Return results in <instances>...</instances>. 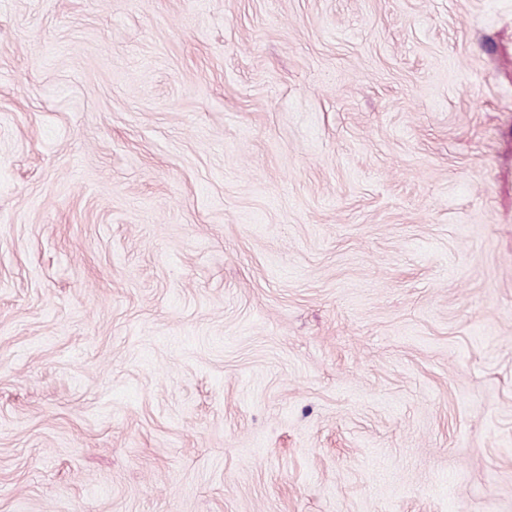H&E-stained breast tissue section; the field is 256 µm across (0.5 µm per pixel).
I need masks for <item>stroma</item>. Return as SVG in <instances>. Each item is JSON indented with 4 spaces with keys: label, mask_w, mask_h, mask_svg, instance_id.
<instances>
[{
    "label": "stroma",
    "mask_w": 512,
    "mask_h": 512,
    "mask_svg": "<svg viewBox=\"0 0 512 512\" xmlns=\"http://www.w3.org/2000/svg\"><path fill=\"white\" fill-rule=\"evenodd\" d=\"M0 512H512V0H0Z\"/></svg>",
    "instance_id": "obj_1"
}]
</instances>
